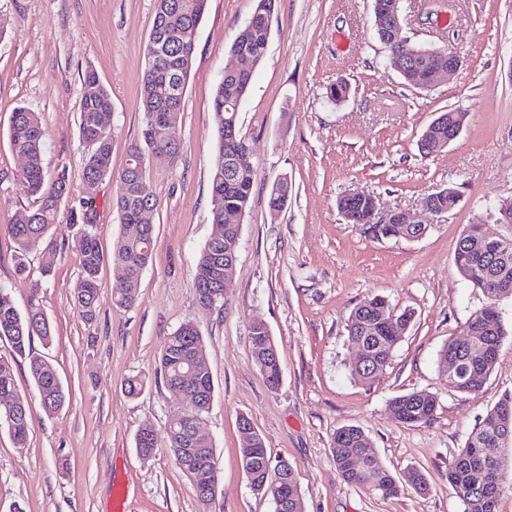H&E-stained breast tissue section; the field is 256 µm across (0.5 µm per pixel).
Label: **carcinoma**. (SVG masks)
<instances>
[{"instance_id":"1","label":"carcinoma","mask_w":512,"mask_h":512,"mask_svg":"<svg viewBox=\"0 0 512 512\" xmlns=\"http://www.w3.org/2000/svg\"><path fill=\"white\" fill-rule=\"evenodd\" d=\"M208 0H154V19L147 45V63L140 91V111L144 129L139 140L130 144L128 158L141 162L140 170L126 167L118 177L112 207L119 223H134L147 206L156 201L152 194L141 195L140 178L147 174L154 158L179 154L178 144L169 141L165 133L164 116L170 109L181 110L183 98L174 92L186 93L190 69L185 60L194 54L196 33L206 12ZM270 32L256 30L246 50L261 62L266 55ZM391 55L402 61L401 76L404 81L421 88L431 83L430 60L423 57L422 48L405 45L391 50ZM251 81L226 73L217 86L214 111L217 118L218 154L210 174L211 213L213 232L201 249L194 276L195 297L198 304L208 301L214 305L224 303L223 289L215 287V280L224 278V238L233 234L235 225L224 223V213L249 209L256 169L250 163L228 168V158L248 147L239 127L235 135H224V124L238 123L232 104L244 99ZM79 135L84 146L82 182L85 197L82 203L71 208L68 228L71 236L67 244L79 256L80 274L73 289L75 304L82 316L91 321L96 317L100 292L99 270L104 262L92 228L96 211L91 203L96 199L100 186L112 178V96L104 88L92 69L82 76L80 93ZM45 131L39 113L19 106L15 108L8 130L11 149L23 157L26 166L18 179L20 190L35 197V207L21 213L13 223L6 225L15 243V273L21 279L32 278L30 252L38 243L51 250L58 247L53 238L57 213L68 194L69 174L66 169L49 173L43 165ZM338 208L353 224L370 223V201L344 196ZM511 233L503 236L502 245L487 258L485 281L474 283L486 299V304L497 305L512 296V225ZM154 226L149 224L143 233L132 236L125 231L118 236L112 250V265L120 271V283L112 291V301L118 307L132 306L143 271L152 259ZM479 251L482 243L476 236L458 240L454 262L459 274L467 277V264L460 259L463 250ZM394 307L383 297H374L357 307L348 320V337L354 344H363L364 361L352 370L356 381L366 385L373 381L375 369H385L400 341L383 329L386 315ZM472 335L448 342L441 351L439 361L448 356L460 361L463 373L454 384L461 392L479 390L487 381L495 365L498 351L507 331L501 317L487 323L476 317L472 321ZM48 342L51 328L47 317L36 299L26 312H20L10 294L0 289V340L10 345V356L0 355V424L7 426L15 444L23 448L28 439V403L18 400L12 359L29 358L30 374L37 388L42 408L47 412L59 410L65 394L54 368L42 358L33 355L34 338ZM251 352L273 346V337L263 330L250 329ZM205 348L195 324L186 322L174 330L164 345L160 357V374L163 381L176 385L181 382L184 359L194 357ZM199 403L193 410L202 415L210 405L214 384L210 373L198 379ZM437 401L427 391H415L397 397L390 403V410L400 421L411 425L425 424L433 419ZM154 429L146 424L137 434L135 448L144 457L153 455L158 447ZM368 437L355 427L336 430L332 439V456L337 471L348 483L383 498L397 496L400 483L388 470L378 466L373 449L366 446ZM512 452V395L501 399L488 410L479 424L469 433L465 445L448 468V483L464 505L463 512H496V503L505 487L504 461ZM278 462L259 440L248 460H241L243 470L258 473L268 463ZM200 470L204 481L220 479L217 460L201 455ZM418 493L427 490L424 474L411 469L404 482Z\"/></svg>"}]
</instances>
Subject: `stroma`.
<instances>
[{"mask_svg": "<svg viewBox=\"0 0 512 512\" xmlns=\"http://www.w3.org/2000/svg\"><path fill=\"white\" fill-rule=\"evenodd\" d=\"M256 4L208 0L171 129L179 156L149 168L147 187L157 201L149 215L154 252L129 308L112 302L118 278L110 256L121 226L112 208L115 183L101 186L95 235L105 262L97 315L88 321L74 302L80 266L70 248L33 249V270L52 268L40 290L15 274L5 226L35 200L18 189L24 160L9 146L8 128L15 107L40 114L44 166L69 173L55 232L66 238L69 210L84 196L81 73L93 69L112 95V172L120 174L143 129L138 94L154 0H0L8 23L0 37V288L21 310L38 299L53 339L34 340L33 352L52 364L66 393L62 410L45 413L28 359L16 361L17 388L30 407L28 440L17 447L0 426V512H111L120 493L126 512H274L240 467L243 415L272 454L292 466L304 512H463L448 469L486 411L512 394V297L499 304L508 335L478 391L450 387L439 354L465 336L485 301L454 264L459 235L470 224L492 235L506 231L497 205L512 198V0H401V39L445 45L463 59L427 92L405 84L395 68L376 35L373 0H275L266 56L239 108L257 167L251 206L224 303L205 310L193 277L212 233L213 98L234 63L230 45ZM340 81L350 93L330 102L327 90ZM451 110L466 115L461 135L447 151L423 156L425 127ZM283 175L292 188L274 218L269 190ZM446 187L459 191L458 206L434 217L418 239L372 236L337 207L340 197L362 192L377 198L380 211L413 214ZM376 296L414 310L415 320L390 365L365 386L351 376L359 349L348 340L347 324L354 308ZM255 320L268 325L280 354L275 390L252 360ZM188 321L203 337L214 383L201 429L216 449L220 493L207 510L169 448L161 444L148 459L135 448L143 425L162 440L169 419L191 404L157 375L168 336ZM134 377L146 386L130 397L124 388ZM416 390L433 393L437 407L430 422L411 426L389 405ZM343 426L363 430L378 463L396 478L422 470L428 491L383 499L347 483L331 449Z\"/></svg>", "mask_w": 512, "mask_h": 512, "instance_id": "35a3bbf8", "label": "stroma"}]
</instances>
